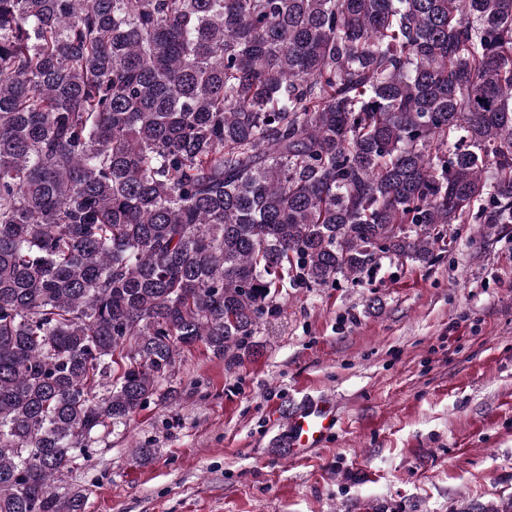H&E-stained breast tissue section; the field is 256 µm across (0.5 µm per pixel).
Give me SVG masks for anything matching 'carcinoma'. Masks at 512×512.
Segmentation results:
<instances>
[{"instance_id": "obj_1", "label": "carcinoma", "mask_w": 512, "mask_h": 512, "mask_svg": "<svg viewBox=\"0 0 512 512\" xmlns=\"http://www.w3.org/2000/svg\"><path fill=\"white\" fill-rule=\"evenodd\" d=\"M449 224H512V0H0V512Z\"/></svg>"}]
</instances>
